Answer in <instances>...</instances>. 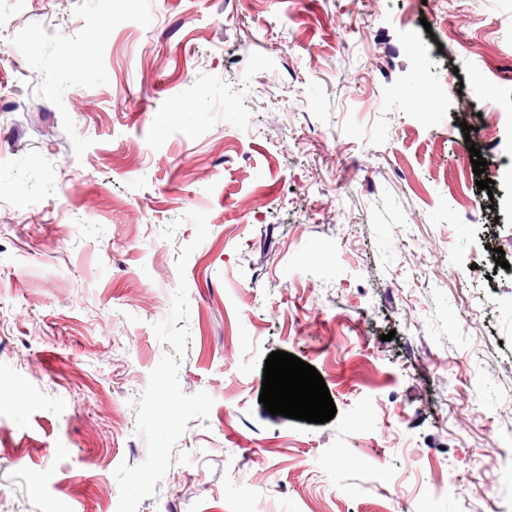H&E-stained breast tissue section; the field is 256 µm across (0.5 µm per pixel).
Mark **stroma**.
<instances>
[{"instance_id": "stroma-1", "label": "stroma", "mask_w": 512, "mask_h": 512, "mask_svg": "<svg viewBox=\"0 0 512 512\" xmlns=\"http://www.w3.org/2000/svg\"><path fill=\"white\" fill-rule=\"evenodd\" d=\"M0 188V512L512 501V0H0ZM62 59L64 63L71 67L79 78L84 77L93 69L92 54L85 49L76 50L69 46L62 50Z\"/></svg>"}]
</instances>
